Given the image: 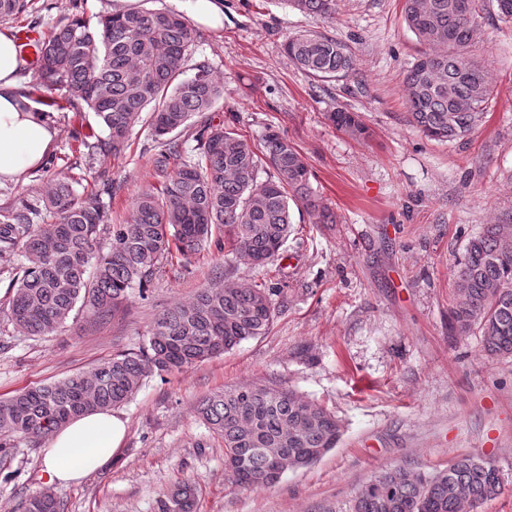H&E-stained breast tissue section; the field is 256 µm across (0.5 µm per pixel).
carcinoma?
Listing matches in <instances>:
<instances>
[{
    "instance_id": "carcinoma-1",
    "label": "carcinoma",
    "mask_w": 512,
    "mask_h": 512,
    "mask_svg": "<svg viewBox=\"0 0 512 512\" xmlns=\"http://www.w3.org/2000/svg\"><path fill=\"white\" fill-rule=\"evenodd\" d=\"M288 2L324 22L336 19L337 0ZM29 6L30 0H0V21ZM484 11L485 0H403L407 27L428 46L406 75L405 105L409 123L429 139L463 138L487 111L493 86L467 51L481 36ZM192 42L193 28L181 13L130 9L88 16L78 8L49 37L33 41L37 84L90 109L106 132L83 142L89 160L120 155L142 113H150L159 186L138 190L129 219L112 225L105 246L102 194L77 196L63 175L48 191L0 212V272L17 284L8 318L24 334L55 335L76 308L100 321L132 290L144 293L173 262L192 265L217 227L230 236L237 261L259 269L295 234L291 206L315 224L336 223V213L310 186L304 156L277 132L265 134L259 153L221 123L205 124L188 155L172 138L192 115L224 97V84L205 64L181 78ZM284 50L317 81L346 77L353 67L348 47L321 32L296 34ZM328 119L351 137L366 134L356 112L339 108ZM267 167L274 173L265 174ZM43 210L59 220L37 223ZM454 288L452 328L481 336L488 356L512 355V224H487L468 239ZM272 295L263 284L202 288L160 313L137 350L0 397V461L12 458L17 438L36 444L87 411L122 406L149 377L182 371L267 334L275 317ZM197 413L224 443L229 482L245 491L274 486L284 464L294 470L320 460L342 435L333 413L290 388L225 389L202 398ZM502 486L498 467L472 454L432 474L404 463L360 484L352 512H478ZM197 497V485L181 480L161 500L160 512H195ZM13 512H64V504L44 487Z\"/></svg>"
}]
</instances>
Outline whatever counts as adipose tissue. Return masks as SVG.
<instances>
[{
    "mask_svg": "<svg viewBox=\"0 0 512 512\" xmlns=\"http://www.w3.org/2000/svg\"><path fill=\"white\" fill-rule=\"evenodd\" d=\"M27 61L11 28H0V181L39 168L53 148V113L24 95L19 74ZM126 422L115 411H94L55 430L44 450L47 483L71 485L106 466L119 449Z\"/></svg>",
    "mask_w": 512,
    "mask_h": 512,
    "instance_id": "ef3b65f1",
    "label": "adipose tissue"
}]
</instances>
